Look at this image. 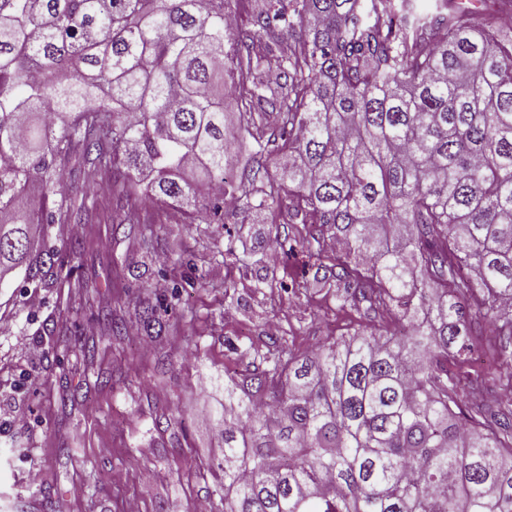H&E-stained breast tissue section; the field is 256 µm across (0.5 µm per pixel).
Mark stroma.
<instances>
[{
    "instance_id": "obj_1",
    "label": "stroma",
    "mask_w": 512,
    "mask_h": 512,
    "mask_svg": "<svg viewBox=\"0 0 512 512\" xmlns=\"http://www.w3.org/2000/svg\"><path fill=\"white\" fill-rule=\"evenodd\" d=\"M111 181L89 162L72 170L63 196L76 206L43 229L59 262H73L69 275L48 288L21 272L0 284V512H195L202 500L224 512L222 439L208 415L225 376L253 371L241 349L271 352L282 336L303 354L368 320L315 281L306 250L288 248L290 198L200 224L127 200ZM272 238L275 264L261 249ZM148 306L159 310L149 327L138 317ZM116 311L130 324L119 340L104 325Z\"/></svg>"
}]
</instances>
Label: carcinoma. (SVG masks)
I'll return each mask as SVG.
<instances>
[{
  "instance_id": "obj_1",
  "label": "carcinoma",
  "mask_w": 512,
  "mask_h": 512,
  "mask_svg": "<svg viewBox=\"0 0 512 512\" xmlns=\"http://www.w3.org/2000/svg\"><path fill=\"white\" fill-rule=\"evenodd\" d=\"M512 0H0V284L48 288L68 167L201 212L282 196L372 330L224 383V512H512V400L460 411L472 322L512 339ZM254 155L229 180L224 80Z\"/></svg>"
}]
</instances>
